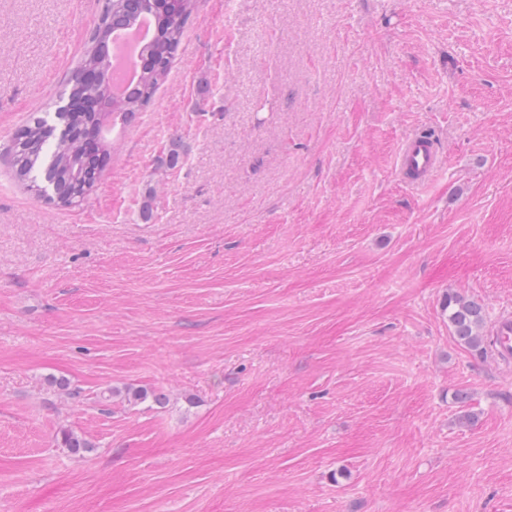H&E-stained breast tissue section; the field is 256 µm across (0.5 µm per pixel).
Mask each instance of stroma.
Listing matches in <instances>:
<instances>
[{"mask_svg":"<svg viewBox=\"0 0 512 512\" xmlns=\"http://www.w3.org/2000/svg\"><path fill=\"white\" fill-rule=\"evenodd\" d=\"M100 5L0 0V512H512V363L444 308L512 314V0H196L63 209L7 148ZM426 129L446 164L413 189ZM444 163L445 158L438 142L432 136L417 133L401 144L397 169L407 183L424 185L437 174ZM448 323L453 337L470 348H479L484 341L480 330L484 323L483 308L477 302L457 293L448 295ZM104 394H107L106 397L112 398L113 396L123 397L130 404H141L145 402L150 396H152L153 402L162 404L164 398H161L160 394H156L154 392H149L144 388H133L129 386L125 387H108ZM56 438L61 448H67L71 454L78 457H84L91 451V448H94L90 440L71 429H61Z\"/></svg>","mask_w":512,"mask_h":512,"instance_id":"obj_1","label":"stroma"}]
</instances>
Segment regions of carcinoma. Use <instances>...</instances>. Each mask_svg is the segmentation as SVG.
Instances as JSON below:
<instances>
[{
  "label": "carcinoma",
  "instance_id": "1",
  "mask_svg": "<svg viewBox=\"0 0 512 512\" xmlns=\"http://www.w3.org/2000/svg\"><path fill=\"white\" fill-rule=\"evenodd\" d=\"M195 0H102L98 22L91 30L64 107L63 128L53 134L47 116L33 115L13 135L9 146L16 180L60 207H72L93 192L109 160L112 142L104 135L105 121L129 118L151 102L170 72L179 52L185 26ZM149 18L153 33L138 60V78L115 95L104 76L112 71L110 44L113 30L129 25L140 16ZM448 323L453 337L462 345L478 348L484 341L481 328L483 308L457 293L448 294ZM108 397L120 396L137 405L147 399L163 403L160 395L144 388L108 387ZM57 443L71 454L83 457L93 444L83 435L62 429Z\"/></svg>",
  "mask_w": 512,
  "mask_h": 512
}]
</instances>
